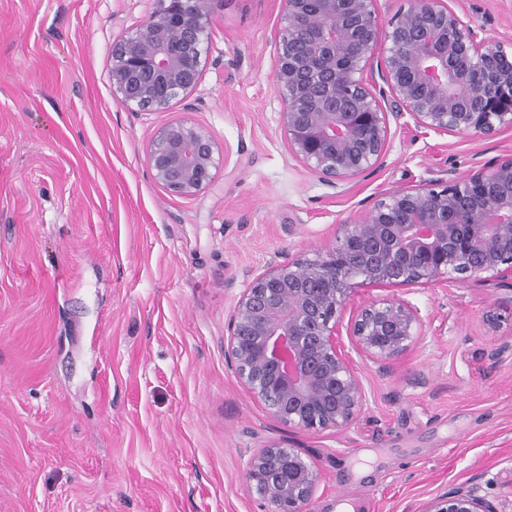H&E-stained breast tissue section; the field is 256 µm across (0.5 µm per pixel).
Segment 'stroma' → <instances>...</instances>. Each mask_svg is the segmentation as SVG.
Returning a JSON list of instances; mask_svg holds the SVG:
<instances>
[{
    "label": "stroma",
    "instance_id": "1",
    "mask_svg": "<svg viewBox=\"0 0 512 512\" xmlns=\"http://www.w3.org/2000/svg\"><path fill=\"white\" fill-rule=\"evenodd\" d=\"M512 53V0H453ZM154 0H0V512H262L244 486L275 440L320 473L310 512H424L472 488L512 512V285L358 287L417 306L414 348L387 370L350 356L367 392L345 428L277 420L224 359L250 273L313 258L393 189L467 177L512 152L496 136L389 119L383 161L327 186L288 150L273 83L282 0H210L198 85L134 112L112 44ZM207 129L223 162L191 197L145 162L161 126Z\"/></svg>",
    "mask_w": 512,
    "mask_h": 512
}]
</instances>
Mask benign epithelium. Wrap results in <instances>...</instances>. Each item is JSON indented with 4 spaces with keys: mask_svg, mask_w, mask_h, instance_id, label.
<instances>
[{
    "mask_svg": "<svg viewBox=\"0 0 512 512\" xmlns=\"http://www.w3.org/2000/svg\"><path fill=\"white\" fill-rule=\"evenodd\" d=\"M156 9L112 46V88L133 111H160L200 81L213 19L209 0H156ZM274 81L292 156L339 188L381 161L388 116L364 70L386 45L381 79L393 105L428 131L492 136L512 126V57L465 25L449 0H414L383 29L377 0H283ZM222 159L211 133L187 120L160 127L146 163L168 193L208 188ZM512 281V154L465 179L388 192L368 215L339 224L315 259L270 263L239 295L224 357L241 384L292 428L342 429L366 401L341 346L347 336L380 368L415 344L422 317L402 300L341 311L358 286L441 278ZM319 483L314 463L280 442L250 458L245 486L265 512H306ZM425 512H493L469 490Z\"/></svg>",
    "mask_w": 512,
    "mask_h": 512,
    "instance_id": "1",
    "label": "benign epithelium"
}]
</instances>
